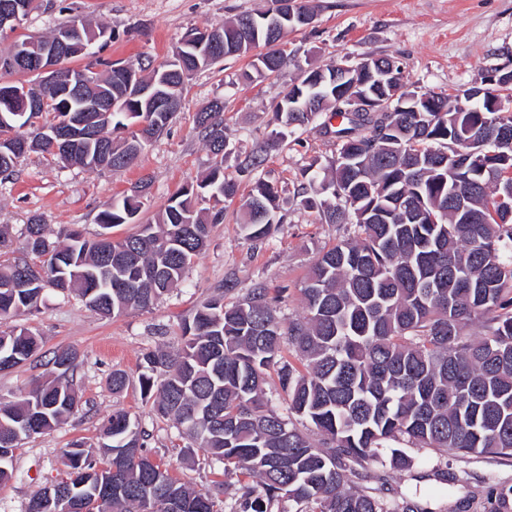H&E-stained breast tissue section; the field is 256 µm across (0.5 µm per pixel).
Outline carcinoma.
I'll use <instances>...</instances> for the list:
<instances>
[{
  "label": "carcinoma",
  "mask_w": 512,
  "mask_h": 512,
  "mask_svg": "<svg viewBox=\"0 0 512 512\" xmlns=\"http://www.w3.org/2000/svg\"><path fill=\"white\" fill-rule=\"evenodd\" d=\"M37 0H0V12L19 11L23 24ZM267 11L244 12L218 26L217 45L201 43L202 30L186 32L172 60L151 68L163 106L138 96L130 71L144 67L98 58L106 67L86 94L112 102L110 126L93 134L77 127L71 150L58 152L54 129L72 120L83 96L59 95L77 83L92 63L81 44L61 50L58 87L38 84L31 94L42 105L27 107L24 83L11 102L0 101V133L15 131L30 152L52 156L85 170L128 167L163 132L181 109L186 80L199 71L195 57L209 64L258 47L256 78L279 73L288 51L287 19L270 25ZM55 35L20 40L29 61L14 72L32 74ZM84 59L78 68L67 66ZM375 72L393 67L394 86L368 80L353 69V83L336 82L348 59L302 73L280 94L275 107L279 130L267 148L281 146L296 130L329 113L322 123L336 139L331 176L318 179L313 195L300 203L327 224H352L353 238L323 251L304 278L301 316L286 323L276 315L268 289L254 288L227 306L213 296L182 323L183 346L142 354L138 383L154 414L174 424L188 447L199 448L224 473L246 478L229 512H428L405 497H387L366 485L408 472L414 462L391 445L404 440L436 455V475L448 454L512 458V71L488 77L491 86H472L454 95L407 85L394 60L372 57ZM410 96L391 112H352V100ZM211 155L204 179L182 187L152 224L140 223L147 185L107 204L99 214L105 228L138 224L121 239H86L77 231L56 244L38 217L25 228V248L43 258L38 267L18 257L0 262V320L38 307L45 288L75 297L104 316L143 310L182 280L209 241L210 225L224 219L222 205L238 196L239 184L224 173L229 153L224 139V102L215 99L195 113ZM18 156L10 140L0 141V178L14 172ZM210 198L219 208H197ZM281 189L259 176L243 207L242 229L255 244L268 240L283 222ZM476 323L477 337L461 336ZM292 347L296 361L282 356ZM41 350L28 329L0 334V360L17 366ZM277 374L288 397L286 413L268 406L266 375ZM78 406L72 383L61 377L36 383L27 396L0 399V484L13 476L12 460L22 441L40 435ZM138 418L112 411L97 446L76 443L64 453L71 486L112 484V496L88 489L72 504L76 512H218L223 485L199 491L171 475L147 449ZM363 484L356 485L354 480ZM512 486L494 496L489 512H508ZM58 497L35 493L26 512H59Z\"/></svg>",
  "instance_id": "cac0c4a2"
}]
</instances>
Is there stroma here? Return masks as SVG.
<instances>
[{
    "label": "stroma",
    "instance_id": "35a3bbf8",
    "mask_svg": "<svg viewBox=\"0 0 512 512\" xmlns=\"http://www.w3.org/2000/svg\"><path fill=\"white\" fill-rule=\"evenodd\" d=\"M314 10L310 26L287 35L290 59L279 76L250 80L252 56L227 57L195 73L186 83L183 108L169 126L128 168L88 171L63 167L39 153L22 157L9 181L0 183V229L7 246L0 258L20 256L22 229L31 217H40L50 240L63 241L72 229L95 238L103 227L98 214L104 205L121 198L142 179L150 180L148 202L141 222L153 221L167 199L195 181L210 162L194 115L207 101L224 102V137L233 152L224 161L226 174L250 189L255 176L282 187L284 220L260 246L247 241L242 230L240 204L227 206L223 223L213 225L207 247L187 270L170 295L145 310L105 317L79 300L45 289L32 311L0 320V332L29 329L43 340L39 357L0 371V397L16 400L40 380L56 375L54 351L66 349L75 357L73 385L80 398L76 412L47 433L25 440L16 450L13 478L0 487V512H25L30 497L66 476L64 452L82 441L96 443L100 428L115 409L140 419L149 435L153 458L199 490L223 483L219 512H228L237 496V477L224 466L196 453L185 459V442L168 421L149 412L137 377L143 352L159 346L176 350L182 343L180 324L205 299L223 294L231 305L252 288L282 290L280 314L302 312L300 284L319 253L350 237L348 224H327L316 210L297 205L295 194L308 178L304 171L326 172L336 156L334 138L319 124L297 131L295 142L270 152L259 173L246 165L275 128V105L281 91L305 69L323 66L341 57L360 62L369 56L399 61L408 85L455 92L478 84L491 71L512 70V0H309ZM268 0H40L18 30L23 38H40L73 20L106 25L112 40L104 49L111 59L161 63L171 58L181 37L190 29L223 23L236 14L266 7ZM125 371L131 383L113 393V371ZM416 460L412 476L390 478L389 494L411 496L415 476H424V488L433 490L428 505L434 512H485L491 488L512 485V459L449 455L447 483L431 479L435 454L427 448L410 451Z\"/></svg>",
    "mask_w": 512,
    "mask_h": 512
}]
</instances>
